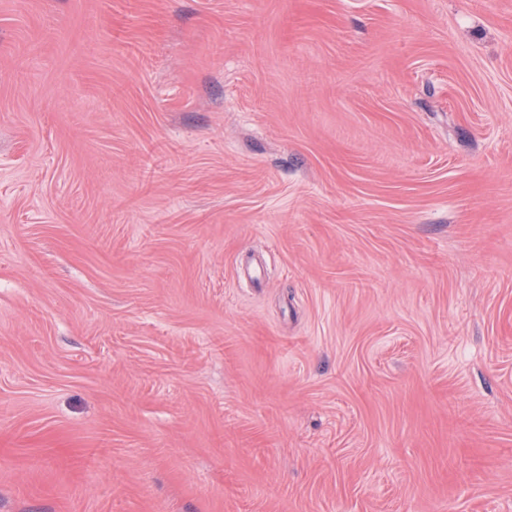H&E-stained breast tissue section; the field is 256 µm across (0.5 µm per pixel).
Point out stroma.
I'll return each instance as SVG.
<instances>
[{
	"label": "stroma",
	"mask_w": 512,
	"mask_h": 512,
	"mask_svg": "<svg viewBox=\"0 0 512 512\" xmlns=\"http://www.w3.org/2000/svg\"><path fill=\"white\" fill-rule=\"evenodd\" d=\"M0 512H512V0H0Z\"/></svg>",
	"instance_id": "obj_1"
}]
</instances>
